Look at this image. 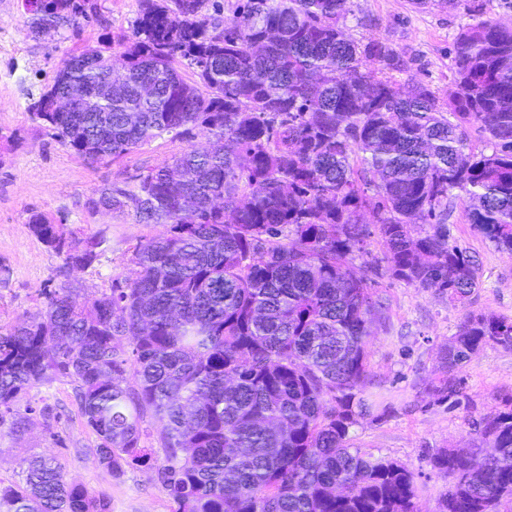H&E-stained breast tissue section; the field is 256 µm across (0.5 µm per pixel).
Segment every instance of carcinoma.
Instances as JSON below:
<instances>
[{
	"label": "carcinoma",
	"instance_id": "obj_1",
	"mask_svg": "<svg viewBox=\"0 0 512 512\" xmlns=\"http://www.w3.org/2000/svg\"><path fill=\"white\" fill-rule=\"evenodd\" d=\"M95 9L47 0L29 12V33L77 30ZM223 11L219 0H139L119 58L108 44L29 98L31 120L91 162L166 133L198 130L219 148L190 145L87 199L89 216L165 232L137 242L134 269L110 293L89 303L64 280L44 310L0 330V424L20 394L66 378L113 473L154 465L143 418L165 422L154 466L171 512H418L414 473L350 443L374 409L364 392L378 304L367 283L384 271L472 301L479 264L450 242L452 197L512 255V25L479 19L459 32L444 100L393 77L403 63L391 45L347 35L350 0ZM68 88L84 96L62 112ZM471 129L491 153L473 152ZM26 224L65 271L107 251L104 236L66 232L41 212ZM374 232L383 267L362 259ZM486 346L512 351V321L471 312L425 383L433 404L470 411L458 371ZM471 427V446L430 457L448 481L442 512H512V403ZM23 463L25 484L0 485V512H111L66 483L55 459Z\"/></svg>",
	"mask_w": 512,
	"mask_h": 512
}]
</instances>
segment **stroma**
Returning <instances> with one entry per match:
<instances>
[{"instance_id": "1", "label": "stroma", "mask_w": 512, "mask_h": 512, "mask_svg": "<svg viewBox=\"0 0 512 512\" xmlns=\"http://www.w3.org/2000/svg\"><path fill=\"white\" fill-rule=\"evenodd\" d=\"M352 2L347 34L358 41L390 43L404 62L397 80L421 81L442 98L454 89L457 34L478 16L512 24V0H467L455 10L440 0L423 7L415 0ZM96 3L99 20L64 37L36 38L28 32L23 0H0V329L43 309L44 290L60 282L62 259L29 232L25 221L30 212L62 216L68 228L107 236L106 259L70 273L89 302L107 293L114 278L128 274L139 240L162 232L159 226L109 214L87 219L83 203L98 188L134 183L140 174L170 161L186 148L185 140L166 134L124 158L91 163L72 155L27 112L29 95L39 93L72 53L102 48L107 41L113 53L122 52L121 39L137 18L138 0ZM465 209L462 199H452L448 225L452 241L479 264L481 287L471 303L454 304L386 275L368 283L382 306L381 317L370 324L368 357L373 385L367 397L376 414L359 419L350 436L354 446L400 461L414 472L419 512H439L446 487L431 466V454L471 443L468 417L495 413L512 397V352L490 346L459 371L473 400L471 416L429 404L423 392L442 349L469 312L512 319V256L474 231ZM46 406L51 415L43 414ZM14 408L23 426L16 433L0 428V482H23L24 459L49 455L61 464L67 483L108 498L111 512H169L154 469L128 468L115 475L98 462L92 453L96 436L79 412L70 382L31 389Z\"/></svg>"}]
</instances>
